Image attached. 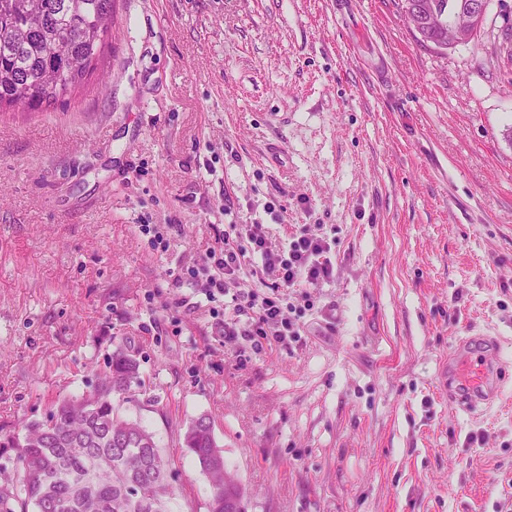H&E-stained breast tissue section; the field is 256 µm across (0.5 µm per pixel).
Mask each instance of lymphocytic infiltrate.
<instances>
[{
	"instance_id": "lymphocytic-infiltrate-1",
	"label": "lymphocytic infiltrate",
	"mask_w": 512,
	"mask_h": 512,
	"mask_svg": "<svg viewBox=\"0 0 512 512\" xmlns=\"http://www.w3.org/2000/svg\"><path fill=\"white\" fill-rule=\"evenodd\" d=\"M205 258L183 266L172 282L195 285L208 301L223 299L219 335L236 355L302 344V320L312 311L310 288L336 275V234L302 225L273 243L267 225L231 224L215 230Z\"/></svg>"
}]
</instances>
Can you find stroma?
Returning <instances> with one entry per match:
<instances>
[{"instance_id": "obj_1", "label": "stroma", "mask_w": 512, "mask_h": 512, "mask_svg": "<svg viewBox=\"0 0 512 512\" xmlns=\"http://www.w3.org/2000/svg\"><path fill=\"white\" fill-rule=\"evenodd\" d=\"M255 223L335 228L336 276L303 345L240 366L171 282L213 225ZM471 323L509 365L504 408L467 416L439 368ZM119 348L170 512H207L183 445L202 415L249 512H512V0L448 50L402 0H117L103 74L0 113V435Z\"/></svg>"}]
</instances>
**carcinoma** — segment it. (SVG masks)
I'll use <instances>...</instances> for the list:
<instances>
[{
	"mask_svg": "<svg viewBox=\"0 0 512 512\" xmlns=\"http://www.w3.org/2000/svg\"><path fill=\"white\" fill-rule=\"evenodd\" d=\"M117 0H0V112H39L69 101L99 67ZM122 348L94 389L59 398L44 422L0 440L17 479L0 486V512H169L166 463L154 435L114 405L142 388ZM183 445L209 481L208 512H224L228 469L210 418L187 426Z\"/></svg>",
	"mask_w": 512,
	"mask_h": 512,
	"instance_id": "1",
	"label": "carcinoma"
}]
</instances>
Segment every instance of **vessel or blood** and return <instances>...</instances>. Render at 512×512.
<instances>
[{
    "label": "vessel or blood",
    "instance_id": "1",
    "mask_svg": "<svg viewBox=\"0 0 512 512\" xmlns=\"http://www.w3.org/2000/svg\"><path fill=\"white\" fill-rule=\"evenodd\" d=\"M501 333L475 327L460 337L448 356V403L462 414L491 409L503 390Z\"/></svg>",
    "mask_w": 512,
    "mask_h": 512
}]
</instances>
